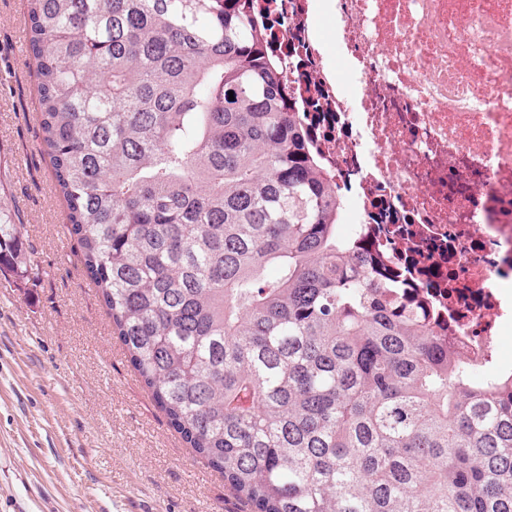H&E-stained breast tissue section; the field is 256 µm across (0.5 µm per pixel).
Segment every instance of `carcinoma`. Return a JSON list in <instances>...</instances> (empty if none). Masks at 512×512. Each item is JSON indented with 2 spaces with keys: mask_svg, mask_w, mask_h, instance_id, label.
Segmentation results:
<instances>
[{
  "mask_svg": "<svg viewBox=\"0 0 512 512\" xmlns=\"http://www.w3.org/2000/svg\"><path fill=\"white\" fill-rule=\"evenodd\" d=\"M251 0H26L65 236L140 381L256 512H512V375L336 237ZM234 99H229V96ZM0 198V274L36 282Z\"/></svg>",
  "mask_w": 512,
  "mask_h": 512,
  "instance_id": "cac0c4a2",
  "label": "carcinoma"
}]
</instances>
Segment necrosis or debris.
<instances>
[{"label": "necrosis or debris", "instance_id": "necrosis-or-debris-1", "mask_svg": "<svg viewBox=\"0 0 512 512\" xmlns=\"http://www.w3.org/2000/svg\"><path fill=\"white\" fill-rule=\"evenodd\" d=\"M305 62L302 115L338 230L439 304L438 335L485 374L512 328V0H277ZM335 21V74L314 27Z\"/></svg>", "mask_w": 512, "mask_h": 512}]
</instances>
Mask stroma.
<instances>
[{
    "label": "stroma",
    "mask_w": 512,
    "mask_h": 512,
    "mask_svg": "<svg viewBox=\"0 0 512 512\" xmlns=\"http://www.w3.org/2000/svg\"><path fill=\"white\" fill-rule=\"evenodd\" d=\"M24 3L0 0V186L43 276H0V512H250L169 426L63 233Z\"/></svg>",
    "instance_id": "stroma-1"
}]
</instances>
